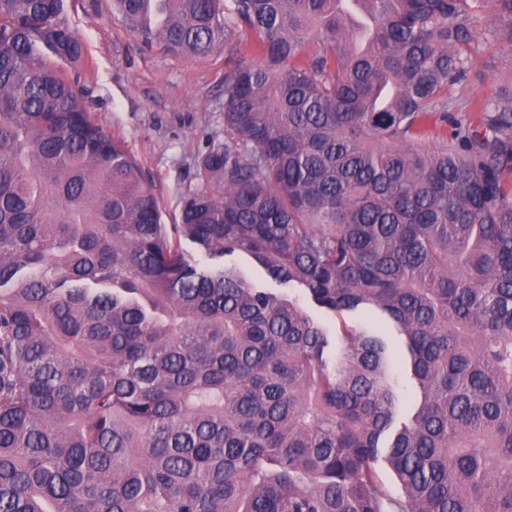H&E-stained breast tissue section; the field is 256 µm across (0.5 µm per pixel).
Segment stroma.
Here are the masks:
<instances>
[{
  "label": "stroma",
  "mask_w": 512,
  "mask_h": 512,
  "mask_svg": "<svg viewBox=\"0 0 512 512\" xmlns=\"http://www.w3.org/2000/svg\"><path fill=\"white\" fill-rule=\"evenodd\" d=\"M65 21L84 44L86 106L96 121L123 139L152 176L162 220L179 221L181 201L195 184L194 160L224 142V74L227 55L218 51L188 58L146 47L112 14V0H65ZM476 81L455 88L454 98H493L512 92V45L487 38L473 58ZM184 249L201 269L225 266L254 285L297 300L329 334L339 321L293 284H282L250 256L237 252L218 262L194 244Z\"/></svg>",
  "instance_id": "1"
}]
</instances>
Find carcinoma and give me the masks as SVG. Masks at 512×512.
I'll return each mask as SVG.
<instances>
[{"label": "carcinoma", "instance_id": "obj_1", "mask_svg": "<svg viewBox=\"0 0 512 512\" xmlns=\"http://www.w3.org/2000/svg\"><path fill=\"white\" fill-rule=\"evenodd\" d=\"M112 9L148 45L241 34L258 60L167 226L70 81L64 0H0V512H512V97L452 96L481 36L512 43V0ZM185 241L298 285L335 341ZM359 311L404 338L403 420Z\"/></svg>", "mask_w": 512, "mask_h": 512}]
</instances>
